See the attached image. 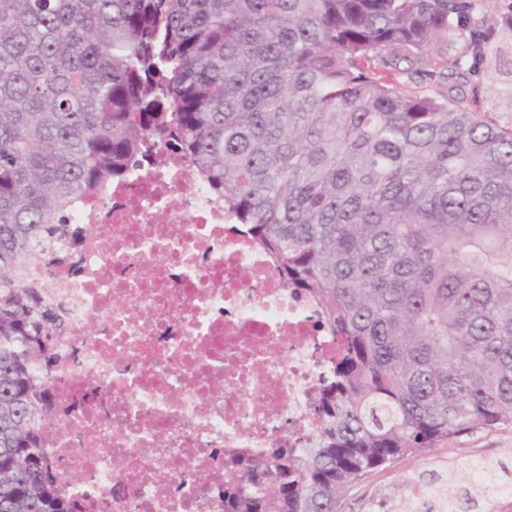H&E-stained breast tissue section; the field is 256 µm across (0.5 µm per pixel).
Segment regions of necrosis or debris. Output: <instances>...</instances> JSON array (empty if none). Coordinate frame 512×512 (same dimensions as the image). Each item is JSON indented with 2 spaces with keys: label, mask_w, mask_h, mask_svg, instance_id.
Returning a JSON list of instances; mask_svg holds the SVG:
<instances>
[{
  "label": "necrosis or debris",
  "mask_w": 512,
  "mask_h": 512,
  "mask_svg": "<svg viewBox=\"0 0 512 512\" xmlns=\"http://www.w3.org/2000/svg\"><path fill=\"white\" fill-rule=\"evenodd\" d=\"M45 256L71 401L46 433L82 512H224L235 461L315 434L336 338L193 162L163 144Z\"/></svg>",
  "instance_id": "necrosis-or-debris-1"
}]
</instances>
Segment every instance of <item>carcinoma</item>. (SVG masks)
I'll return each mask as SVG.
<instances>
[{"instance_id":"carcinoma-1","label":"carcinoma","mask_w":512,"mask_h":512,"mask_svg":"<svg viewBox=\"0 0 512 512\" xmlns=\"http://www.w3.org/2000/svg\"><path fill=\"white\" fill-rule=\"evenodd\" d=\"M509 32L489 0H0V512H76L40 441L63 316L29 271L168 129L340 338L320 432L224 512H336L512 426V126L463 90Z\"/></svg>"}]
</instances>
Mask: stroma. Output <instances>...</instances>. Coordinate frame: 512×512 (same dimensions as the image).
Wrapping results in <instances>:
<instances>
[{"label":"stroma","mask_w":512,"mask_h":512,"mask_svg":"<svg viewBox=\"0 0 512 512\" xmlns=\"http://www.w3.org/2000/svg\"><path fill=\"white\" fill-rule=\"evenodd\" d=\"M486 114L512 123V36L500 39L472 78ZM336 512H512V428L479 430L412 451L372 470Z\"/></svg>","instance_id":"obj_1"}]
</instances>
